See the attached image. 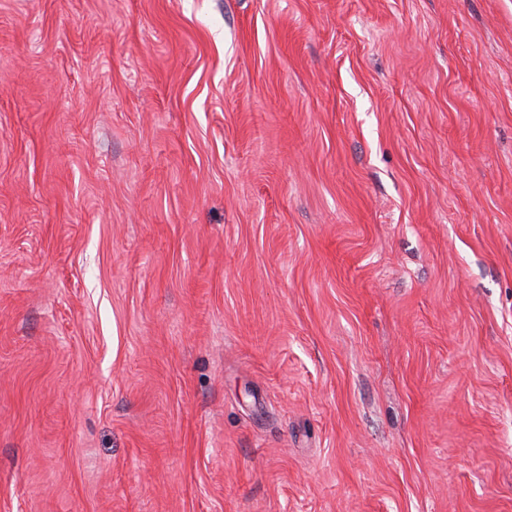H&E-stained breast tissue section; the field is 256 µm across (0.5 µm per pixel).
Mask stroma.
I'll return each instance as SVG.
<instances>
[{
    "mask_svg": "<svg viewBox=\"0 0 512 512\" xmlns=\"http://www.w3.org/2000/svg\"><path fill=\"white\" fill-rule=\"evenodd\" d=\"M0 512H512V0H0Z\"/></svg>",
    "mask_w": 512,
    "mask_h": 512,
    "instance_id": "1",
    "label": "stroma"
}]
</instances>
